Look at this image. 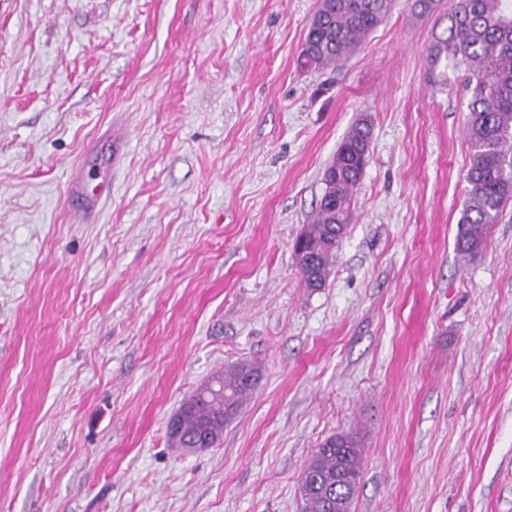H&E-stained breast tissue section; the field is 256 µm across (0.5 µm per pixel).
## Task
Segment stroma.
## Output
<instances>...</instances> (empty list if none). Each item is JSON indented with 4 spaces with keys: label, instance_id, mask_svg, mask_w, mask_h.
<instances>
[{
    "label": "stroma",
    "instance_id": "obj_1",
    "mask_svg": "<svg viewBox=\"0 0 512 512\" xmlns=\"http://www.w3.org/2000/svg\"><path fill=\"white\" fill-rule=\"evenodd\" d=\"M412 0L350 58L298 63L318 0H0V512H303L300 474L356 431L352 512H512V202L455 242L463 70ZM370 117L324 288L292 244ZM112 183L91 220L74 181ZM239 361L220 443L166 426Z\"/></svg>",
    "mask_w": 512,
    "mask_h": 512
}]
</instances>
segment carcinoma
Wrapping results in <instances>:
<instances>
[{
	"instance_id": "carcinoma-1",
	"label": "carcinoma",
	"mask_w": 512,
	"mask_h": 512,
	"mask_svg": "<svg viewBox=\"0 0 512 512\" xmlns=\"http://www.w3.org/2000/svg\"><path fill=\"white\" fill-rule=\"evenodd\" d=\"M392 4L393 0H321L302 44L300 65L325 69L345 60L386 18ZM448 20V27L428 46L427 56L433 70L450 60L465 72L469 200L456 249L463 259L474 260L485 249L491 225L498 223L512 200V0H458ZM370 140L371 123L365 117L337 146L311 224L293 244L301 283L309 290L324 286L336 247L352 223L351 203L368 162ZM259 378V368L251 363L225 367L214 379L224 389L226 407L215 408L189 396L180 407L172 447L201 451L216 446ZM362 464V444L355 433L328 437L301 474L304 512H351Z\"/></svg>"
}]
</instances>
